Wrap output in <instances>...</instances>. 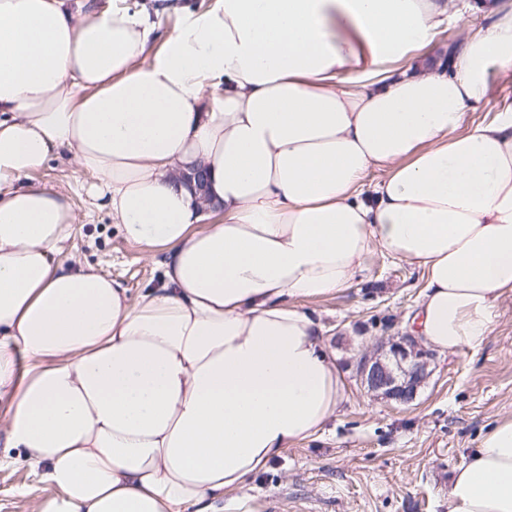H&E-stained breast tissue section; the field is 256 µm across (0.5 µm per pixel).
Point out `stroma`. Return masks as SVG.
Here are the masks:
<instances>
[{
    "instance_id": "stroma-1",
    "label": "stroma",
    "mask_w": 512,
    "mask_h": 512,
    "mask_svg": "<svg viewBox=\"0 0 512 512\" xmlns=\"http://www.w3.org/2000/svg\"><path fill=\"white\" fill-rule=\"evenodd\" d=\"M487 99L465 112L466 124L489 117L494 102L512 103V75L487 70ZM69 195L77 222L66 254L138 292L158 284L159 261L147 260L112 224L88 175L52 160L33 175ZM421 272L378 256L357 284L309 302L345 375L347 398L318 438L287 449L239 490L235 512H448V488L460 465L496 419L512 418V299L502 301L493 330L476 350L438 355L415 401L400 405L363 393L359 354L403 331L423 293ZM48 486L23 460L0 467V512H30Z\"/></svg>"
}]
</instances>
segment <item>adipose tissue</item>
Returning <instances> with one entry per match:
<instances>
[{"label": "adipose tissue", "instance_id": "adipose-tissue-1", "mask_svg": "<svg viewBox=\"0 0 512 512\" xmlns=\"http://www.w3.org/2000/svg\"><path fill=\"white\" fill-rule=\"evenodd\" d=\"M466 7L214 0L165 30L161 4L0 0V442L51 489L31 512L235 505L345 400L304 304L375 255L422 271L423 346L490 336L512 297V104L462 121L488 65L512 70V11L486 0L443 67L426 49ZM58 157L162 254L158 285L66 257L72 203L32 179ZM448 512H512V418Z\"/></svg>", "mask_w": 512, "mask_h": 512}]
</instances>
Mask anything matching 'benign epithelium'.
I'll return each instance as SVG.
<instances>
[{"label":"benign epithelium","instance_id":"7a95c632","mask_svg":"<svg viewBox=\"0 0 512 512\" xmlns=\"http://www.w3.org/2000/svg\"><path fill=\"white\" fill-rule=\"evenodd\" d=\"M434 353L411 334L399 333L363 352L357 361V381L374 398L408 404L430 376Z\"/></svg>","mask_w":512,"mask_h":512}]
</instances>
